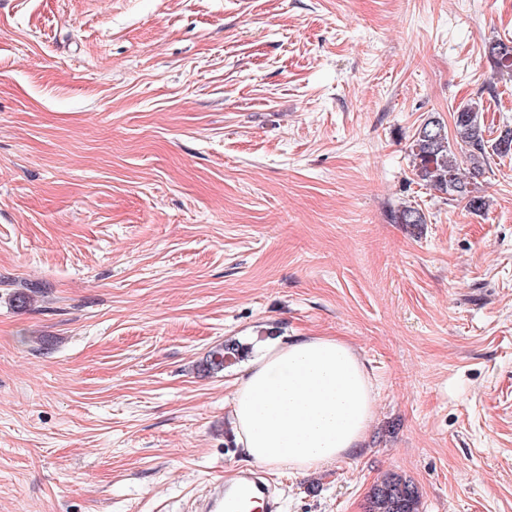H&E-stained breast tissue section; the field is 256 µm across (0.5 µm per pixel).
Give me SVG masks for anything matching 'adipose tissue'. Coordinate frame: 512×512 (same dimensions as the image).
<instances>
[{
    "label": "adipose tissue",
    "mask_w": 512,
    "mask_h": 512,
    "mask_svg": "<svg viewBox=\"0 0 512 512\" xmlns=\"http://www.w3.org/2000/svg\"><path fill=\"white\" fill-rule=\"evenodd\" d=\"M376 397L357 351L333 336L267 346L233 382L229 421L246 457L294 472L358 452Z\"/></svg>",
    "instance_id": "1"
}]
</instances>
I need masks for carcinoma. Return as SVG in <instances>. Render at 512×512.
<instances>
[{
    "mask_svg": "<svg viewBox=\"0 0 512 512\" xmlns=\"http://www.w3.org/2000/svg\"><path fill=\"white\" fill-rule=\"evenodd\" d=\"M488 54L496 66L512 71V41H494ZM482 109L475 102H467L454 112V139H449L448 128L440 120L429 117L417 129L409 146L415 175L424 186L448 195L451 201L466 202L473 211H480L486 201L480 195L479 178L484 174L485 158L492 153L499 157L512 156V127H504L499 134L485 138L486 127L481 123ZM467 154L469 166L464 168L457 151ZM399 224H424L425 214L406 205L395 215ZM240 355L236 347L219 345L206 359V371L224 370V357ZM420 495L412 481L391 475L374 484L367 496L366 512H419Z\"/></svg>",
    "mask_w": 512,
    "mask_h": 512,
    "instance_id": "carcinoma-1",
    "label": "carcinoma"
}]
</instances>
